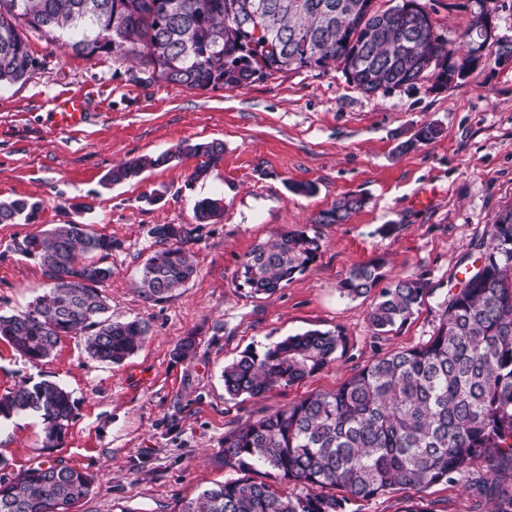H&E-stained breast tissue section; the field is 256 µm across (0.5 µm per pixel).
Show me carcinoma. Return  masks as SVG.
Wrapping results in <instances>:
<instances>
[{"mask_svg":"<svg viewBox=\"0 0 512 512\" xmlns=\"http://www.w3.org/2000/svg\"><path fill=\"white\" fill-rule=\"evenodd\" d=\"M0 0V86L24 80L41 62L29 39L38 37L78 56L107 55L114 63L135 62L150 83L187 89L234 90L275 73L319 71L339 64L352 69L347 82L375 94L424 78L448 74V56L469 51L473 27L447 47L427 23L421 32L403 22L407 5L426 13L422 0H394L385 9L373 0ZM270 5L261 30L244 24L253 3ZM439 134L422 126L403 143L407 152ZM182 155L202 161L190 182L207 178L224 158V143H186L176 151L131 158L105 175L109 185L133 181ZM366 204L347 195L319 214L318 224H342ZM41 204L24 199L0 202V224L34 219ZM199 224L224 216L223 200L206 198L194 209ZM151 236L165 248L142 268L139 290L159 301L183 287L196 265L181 247L190 231L181 224H156ZM116 242L84 224H58L41 236L16 243L15 251L37 260L44 270L70 278L52 284L25 309L0 314V338L30 362L48 358L63 336H83L93 359L120 364L142 345L148 327L139 320L114 321L99 286L112 267L85 261L96 252L112 254ZM481 263L445 306L433 335L425 342L374 359L355 370L338 389L310 395L282 410L248 421L224 436V464L241 476L202 490L173 512H347L354 499H372L395 490L419 491L450 483L475 458L495 472L512 462V206L495 215L486 239L475 245ZM317 236L305 229L283 231L257 245L240 263L237 287L249 293H273L314 263ZM383 264L353 267L340 282L349 297L364 296L384 278ZM421 276L396 279L383 288L367 314L381 336L404 324L431 294ZM340 331L309 330L288 336L261 351L248 349L224 366V391L232 398L258 397L290 386L345 358ZM42 419L47 441L68 428L73 401L49 380L25 382L0 396V417ZM261 463L275 482L293 484L282 494L248 477ZM92 478L59 459L9 470L0 459V512H69L91 492ZM343 494L338 495L336 491Z\"/></svg>","mask_w":512,"mask_h":512,"instance_id":"1","label":"carcinoma"}]
</instances>
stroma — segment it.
I'll use <instances>...</instances> for the list:
<instances>
[{"mask_svg": "<svg viewBox=\"0 0 512 512\" xmlns=\"http://www.w3.org/2000/svg\"><path fill=\"white\" fill-rule=\"evenodd\" d=\"M437 35L457 41L473 0H425ZM42 62L23 82L0 87V201L26 198L42 208L29 224H0V314L22 309L47 286L42 268L14 250L17 240L57 224L87 225L119 246L106 260L103 293L113 319L145 322L142 346L122 364L91 359L80 337H61L50 357L32 364L0 340V395L47 379L71 394L74 418L54 445L31 415L0 422V456L13 470L56 458L93 478L73 512H172L214 483L236 477L219 455L238 425L314 393L336 390L374 358L425 342L438 325L449 289L460 288L478 258L472 242L512 205V64L479 66L464 83L412 86L368 95L340 70H292L248 86L191 90L146 84L138 68L107 56L82 57L31 39ZM82 95L88 117L77 131L54 122L56 99ZM440 133L403 153L426 124ZM220 140L224 159L205 180L189 182L198 160L180 157L141 180L104 186L116 164ZM295 182L315 191L298 195ZM427 203H419L421 193ZM366 205L346 223L317 218L338 199ZM224 202L219 223L197 225L203 198ZM182 224L197 272L184 288L154 302L136 282L159 245L149 231ZM397 225L384 236L378 229ZM292 229L315 231L320 249L302 276L271 294L237 288V270L257 243ZM384 259L386 281L429 280L432 293L406 323L374 337L367 312L374 295L351 298L338 284L350 269ZM308 330L342 331L348 356L301 382L256 398H229L222 371L249 348ZM187 357L173 354L183 338ZM512 486V466L489 472L472 460L458 482L422 489L442 512H488L493 495L475 478Z\"/></svg>", "mask_w": 512, "mask_h": 512, "instance_id": "1", "label": "stroma"}]
</instances>
